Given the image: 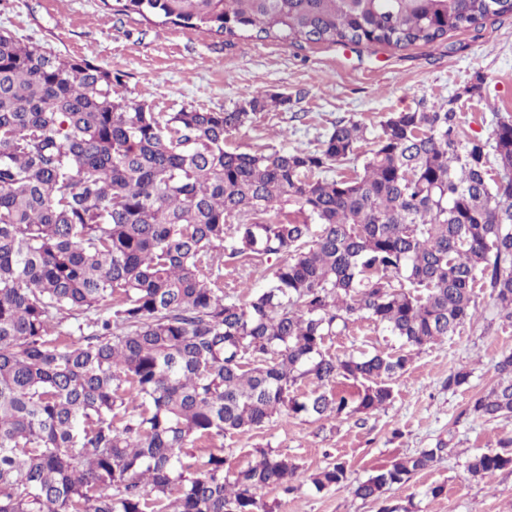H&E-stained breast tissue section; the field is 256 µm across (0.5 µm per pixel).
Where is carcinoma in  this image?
Returning a JSON list of instances; mask_svg holds the SVG:
<instances>
[{"mask_svg": "<svg viewBox=\"0 0 512 512\" xmlns=\"http://www.w3.org/2000/svg\"><path fill=\"white\" fill-rule=\"evenodd\" d=\"M102 3L291 45L433 43L512 14V0ZM118 84L0 33V512H272L257 492L292 491L294 460L258 449L228 475L223 454L194 449L284 412L386 408L414 352L475 318L479 284L512 321V120L470 135L450 100L392 113L372 138L339 120L313 151L238 153L227 135L287 98L154 112ZM358 159L361 172L337 171ZM226 250L286 259L240 300L224 293ZM358 321L401 352L325 351ZM495 369L471 407L487 421L512 418V352ZM446 447L394 460L353 495L411 512L387 492ZM508 467L512 433L466 462L487 481ZM347 472L338 461L312 482L344 487Z\"/></svg>", "mask_w": 512, "mask_h": 512, "instance_id": "cac0c4a2", "label": "carcinoma"}]
</instances>
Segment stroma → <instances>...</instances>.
Returning <instances> with one entry per match:
<instances>
[{
	"instance_id": "obj_1",
	"label": "stroma",
	"mask_w": 512,
	"mask_h": 512,
	"mask_svg": "<svg viewBox=\"0 0 512 512\" xmlns=\"http://www.w3.org/2000/svg\"><path fill=\"white\" fill-rule=\"evenodd\" d=\"M1 30L112 70L127 101L147 102L157 112L230 110L252 91L287 97L286 105L257 113L227 137L226 149L243 153L315 149L341 119L363 123L372 137L391 113L448 101L463 128L484 138L497 121L512 118L510 14L432 44L290 46L248 37L219 39L122 15L101 0H0ZM479 76L485 79L481 93L464 94ZM273 267L264 259L225 261L224 290L245 296L247 288L268 283ZM477 295V318L448 341L414 354L386 409L333 423L284 414L250 432L226 435V469L246 467L257 449L270 448L300 466L293 493L260 491L275 512H378L377 504L354 498L348 489L316 488L311 474L343 461L354 484L394 458L442 439L448 443L444 459L394 486L390 498L413 503V512H512V468L488 482L471 478L464 468L471 455L495 447L502 433L512 432V420L487 422L467 411L496 384L499 356L512 351V323L501 318L488 289H478ZM325 348L340 357L393 354L400 343L362 322L332 337ZM457 368L469 371L468 384L446 387ZM437 485L444 491L435 497L429 489Z\"/></svg>"
}]
</instances>
